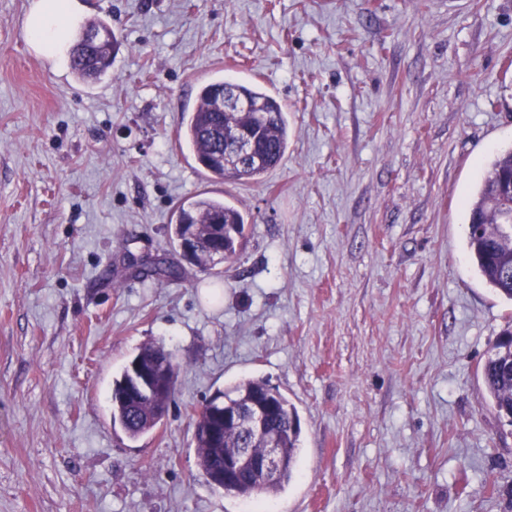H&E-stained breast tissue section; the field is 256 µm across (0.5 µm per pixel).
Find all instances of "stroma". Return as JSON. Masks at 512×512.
<instances>
[{"mask_svg":"<svg viewBox=\"0 0 512 512\" xmlns=\"http://www.w3.org/2000/svg\"><path fill=\"white\" fill-rule=\"evenodd\" d=\"M108 80L36 55L0 0V512H512V434L479 367L512 302L477 274L466 203L512 149V0H80ZM256 83L288 150L211 181L178 132L205 81ZM249 215L234 265L142 278L176 203ZM149 341L179 365L163 422L112 423ZM266 380L296 407L274 497L213 492L192 413ZM108 28L111 27L102 20L84 25L70 53V69L77 80L95 82L112 75V60L119 42ZM100 30L109 31V35L100 39L103 33L92 32ZM88 34L90 39L102 41L96 46L89 47L85 44V41L88 42ZM129 381L128 364L112 381L111 405L112 423L118 424L128 439L137 440L151 432L162 421L154 414L149 399H143L136 405L128 404L122 397L126 383Z\"/></svg>","mask_w":512,"mask_h":512,"instance_id":"35a3bbf8","label":"stroma"}]
</instances>
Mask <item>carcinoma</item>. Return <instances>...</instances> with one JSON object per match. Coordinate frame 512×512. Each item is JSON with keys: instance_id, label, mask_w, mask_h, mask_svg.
<instances>
[{"instance_id": "1", "label": "carcinoma", "mask_w": 512, "mask_h": 512, "mask_svg": "<svg viewBox=\"0 0 512 512\" xmlns=\"http://www.w3.org/2000/svg\"><path fill=\"white\" fill-rule=\"evenodd\" d=\"M102 21L84 25L70 53V69L80 81H100L112 75V60L119 46L115 35L110 34L93 47L85 44L92 31L108 30ZM226 81L219 80L202 86L198 105L181 126L183 138L197 162L217 182L227 180L257 179L276 167L288 148V120L283 105L264 90L234 83L239 98L248 108L238 111L218 112L216 93L224 89ZM262 122L263 142L258 155L240 161L227 155L222 164L210 162V155L234 140L236 134L256 122ZM512 178V149L495 155L486 165L481 183L469 206L466 225V246L480 276L495 291L512 301V230L505 231L501 220L500 184ZM174 223L169 225L174 242L189 230L199 238L200 253L194 254L191 265L206 272L218 262L211 250L219 247L224 251L223 261L233 263L240 254L245 239L247 217L222 194L208 192L180 202L174 212ZM185 268L178 262L164 259L137 274L147 277H163L177 280L183 277ZM512 348V326L503 329L495 339L490 353L480 366V376L485 386L489 406L502 425L512 426V368L505 370L504 352ZM129 381L128 368H123L112 381V423L121 427L130 440H137L151 432L162 421L154 414L150 400L136 405L127 403L122 393ZM211 399L224 403V410L247 411L251 400H270L273 412L267 424V433L277 438L284 449L285 467L276 480L266 481L246 475L233 484H227L215 476V468L228 448L248 446V440L238 427L227 425L220 443L205 438L211 420L208 405H203L194 427V444L197 464L206 484L226 496L249 498L259 494L281 492L292 480L297 467L301 428L297 410L278 389L260 379H242L229 389H217Z\"/></svg>"}]
</instances>
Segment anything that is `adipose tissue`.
<instances>
[{
  "label": "adipose tissue",
  "mask_w": 512,
  "mask_h": 512,
  "mask_svg": "<svg viewBox=\"0 0 512 512\" xmlns=\"http://www.w3.org/2000/svg\"><path fill=\"white\" fill-rule=\"evenodd\" d=\"M77 11L75 0H32L25 19L31 49L50 59L62 56Z\"/></svg>",
  "instance_id": "adipose-tissue-1"
}]
</instances>
